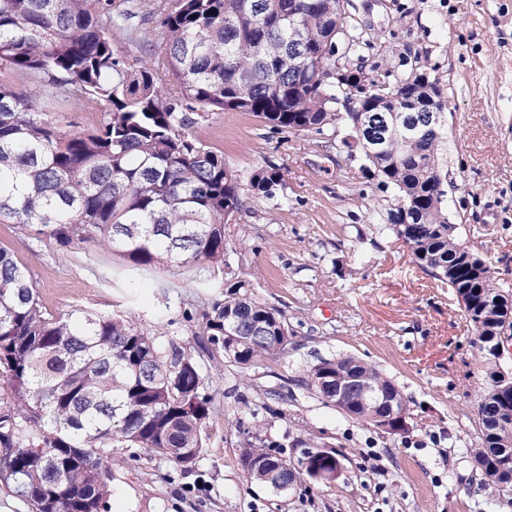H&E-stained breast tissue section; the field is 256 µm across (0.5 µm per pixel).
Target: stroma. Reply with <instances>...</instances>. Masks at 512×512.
I'll use <instances>...</instances> for the list:
<instances>
[{
	"label": "stroma",
	"instance_id": "stroma-1",
	"mask_svg": "<svg viewBox=\"0 0 512 512\" xmlns=\"http://www.w3.org/2000/svg\"><path fill=\"white\" fill-rule=\"evenodd\" d=\"M373 37L369 62L434 70L448 89V214L461 241L512 287V0H353ZM65 129L95 125L94 106L44 99ZM239 169H284L286 208L247 200L224 227L232 275L280 311L291 345L243 369L212 351L202 314L215 299L201 266L142 272L90 243L60 249L0 223V248L25 263L42 305L124 316L193 356L212 398L204 457L188 471L139 448H116L110 512H512L472 482L470 450L485 387L473 327L446 288L415 263L373 211L391 194L342 145L344 128L276 131L243 112L196 130ZM351 355L400 389L409 433L351 419L304 384L320 358ZM288 461L323 446L343 465L331 484L273 493L238 464L253 433Z\"/></svg>",
	"mask_w": 512,
	"mask_h": 512
}]
</instances>
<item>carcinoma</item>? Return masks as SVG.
<instances>
[{"label": "carcinoma", "instance_id": "obj_1", "mask_svg": "<svg viewBox=\"0 0 512 512\" xmlns=\"http://www.w3.org/2000/svg\"><path fill=\"white\" fill-rule=\"evenodd\" d=\"M351 0H0V218L37 228L61 248L92 242L136 270L206 264L228 267L225 215L245 196L288 205L279 167L247 175L194 132L214 112H246L294 133L321 132L369 112L394 119L448 111L444 85L425 69L384 68L364 93L336 54L371 47L346 6ZM155 23L150 56L115 48L140 42ZM297 48V58L288 49ZM24 75L41 94L105 102L102 119L66 130L20 98L6 79ZM448 120L358 144L362 170L394 204L372 214L380 230L410 242L418 266L448 288L473 324L486 383L479 483L512 492V371L495 351L512 337V288L464 246L448 218ZM224 299L204 314L209 342L243 369L287 351L281 313L254 297L253 284L217 275L202 283ZM351 367L364 382L393 389L353 356L323 359L306 386ZM0 487L28 512H108L112 448H142L189 469L205 452L210 398L192 355L119 315L40 304L27 266L0 248ZM346 416L373 423L374 403L347 400ZM281 459L259 440L239 464Z\"/></svg>", "mask_w": 512, "mask_h": 512}]
</instances>
